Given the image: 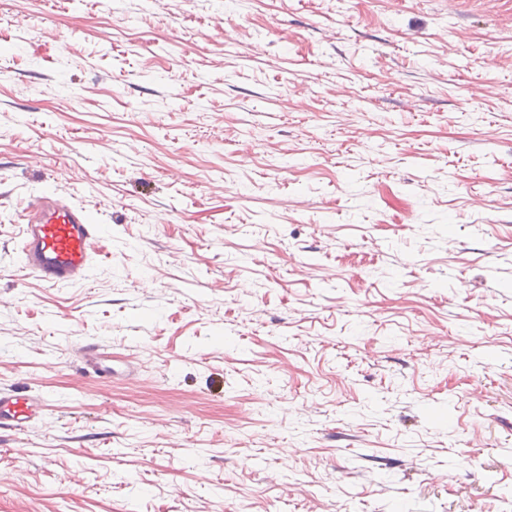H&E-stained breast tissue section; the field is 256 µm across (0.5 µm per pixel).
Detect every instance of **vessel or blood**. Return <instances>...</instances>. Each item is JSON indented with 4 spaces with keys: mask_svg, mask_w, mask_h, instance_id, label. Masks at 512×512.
Segmentation results:
<instances>
[{
    "mask_svg": "<svg viewBox=\"0 0 512 512\" xmlns=\"http://www.w3.org/2000/svg\"><path fill=\"white\" fill-rule=\"evenodd\" d=\"M19 219V251L28 274L51 287L73 286L87 280L94 260L102 252V225L90 223L83 209L57 194L28 199ZM77 354L85 370L100 376L111 375L112 369L104 363L99 343L82 342ZM45 409V399L13 387L1 388L0 434L41 420Z\"/></svg>",
    "mask_w": 512,
    "mask_h": 512,
    "instance_id": "b4317fda",
    "label": "vessel or blood"
}]
</instances>
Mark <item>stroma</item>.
Returning a JSON list of instances; mask_svg holds the SVG:
<instances>
[{"instance_id": "35a3bbf8", "label": "stroma", "mask_w": 512, "mask_h": 512, "mask_svg": "<svg viewBox=\"0 0 512 512\" xmlns=\"http://www.w3.org/2000/svg\"><path fill=\"white\" fill-rule=\"evenodd\" d=\"M1 11L0 512H512V0ZM49 193L88 284L22 268ZM19 220V251L28 274L50 287L87 280L102 252L103 225L90 223L83 209L57 194L28 199ZM101 347L97 342L83 341L77 347V354L85 370L100 376H110L115 371L103 362ZM46 400L24 394L17 388L0 389V434L20 430L40 421Z\"/></svg>"}]
</instances>
